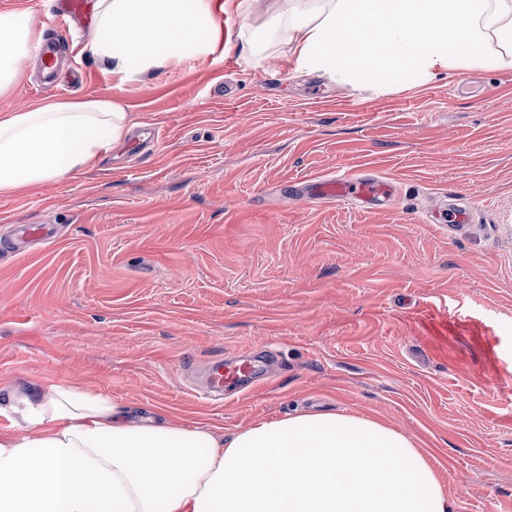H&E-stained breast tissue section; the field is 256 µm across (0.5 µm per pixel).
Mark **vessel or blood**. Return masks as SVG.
Listing matches in <instances>:
<instances>
[{
    "mask_svg": "<svg viewBox=\"0 0 512 512\" xmlns=\"http://www.w3.org/2000/svg\"><path fill=\"white\" fill-rule=\"evenodd\" d=\"M304 194L312 200L339 199L358 206H378L386 201L391 190L388 185L374 178H359L339 174L304 183ZM428 220L447 217L449 223L466 224L471 212L465 207L439 204L426 210ZM272 358L265 351H256L234 360H215L207 365L204 386L208 396L234 395L251 387L266 375Z\"/></svg>",
    "mask_w": 512,
    "mask_h": 512,
    "instance_id": "b4317fda",
    "label": "vessel or blood"
}]
</instances>
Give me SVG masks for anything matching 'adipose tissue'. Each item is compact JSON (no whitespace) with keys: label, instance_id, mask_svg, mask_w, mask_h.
Wrapping results in <instances>:
<instances>
[{"label":"adipose tissue","instance_id":"ef3b65f1","mask_svg":"<svg viewBox=\"0 0 512 512\" xmlns=\"http://www.w3.org/2000/svg\"><path fill=\"white\" fill-rule=\"evenodd\" d=\"M230 11L247 64L372 91L492 50L512 63V0H95L80 52L124 81L158 76L223 49ZM38 14L0 11V96L38 53ZM131 125L114 98L0 114V195L97 169ZM0 416L18 428L0 436V512H453L420 449L362 415L296 412L226 438L55 380L7 390Z\"/></svg>","mask_w":512,"mask_h":512}]
</instances>
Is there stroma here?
Segmentation results:
<instances>
[{
  "instance_id": "obj_1",
  "label": "stroma",
  "mask_w": 512,
  "mask_h": 512,
  "mask_svg": "<svg viewBox=\"0 0 512 512\" xmlns=\"http://www.w3.org/2000/svg\"><path fill=\"white\" fill-rule=\"evenodd\" d=\"M224 53L120 81L42 89L31 65L0 113L113 97L144 145L126 162L0 196V231L53 227L0 256V392L75 380L140 410L232 435L294 411L377 419L427 456L454 512H512V66L358 92ZM339 172L385 204L303 197ZM467 224H427L439 198ZM273 349L272 383L218 404L183 365Z\"/></svg>"
}]
</instances>
